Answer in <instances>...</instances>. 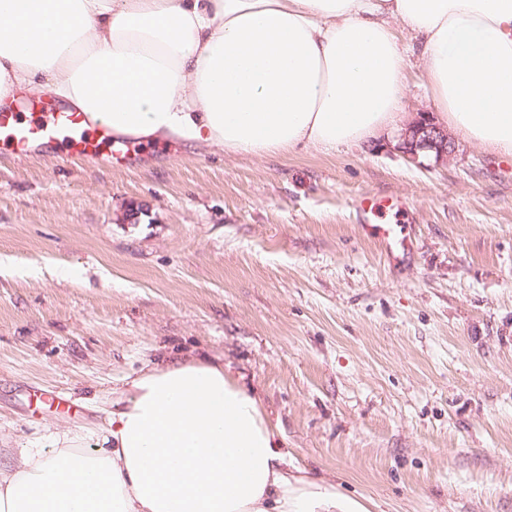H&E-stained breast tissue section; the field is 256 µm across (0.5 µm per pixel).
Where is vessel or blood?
I'll return each instance as SVG.
<instances>
[{
    "instance_id": "1",
    "label": "vessel or blood",
    "mask_w": 512,
    "mask_h": 512,
    "mask_svg": "<svg viewBox=\"0 0 512 512\" xmlns=\"http://www.w3.org/2000/svg\"><path fill=\"white\" fill-rule=\"evenodd\" d=\"M83 113L65 107L40 109L30 113L24 110H0V143L16 153L32 151L35 143L57 142L76 154L90 160L101 157L102 138L90 134L84 127Z\"/></svg>"
}]
</instances>
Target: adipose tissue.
Returning <instances> with one entry per match:
<instances>
[{
	"instance_id": "1",
	"label": "adipose tissue",
	"mask_w": 512,
	"mask_h": 512,
	"mask_svg": "<svg viewBox=\"0 0 512 512\" xmlns=\"http://www.w3.org/2000/svg\"><path fill=\"white\" fill-rule=\"evenodd\" d=\"M418 39L449 129L512 156V0H0V105L49 96L114 138L267 157L375 137ZM96 448L0 463V512H365L290 474L259 400L209 358L133 378Z\"/></svg>"
}]
</instances>
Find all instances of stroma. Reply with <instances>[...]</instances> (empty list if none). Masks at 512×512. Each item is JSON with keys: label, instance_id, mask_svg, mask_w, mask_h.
Here are the masks:
<instances>
[{"label": "stroma", "instance_id": "obj_1", "mask_svg": "<svg viewBox=\"0 0 512 512\" xmlns=\"http://www.w3.org/2000/svg\"><path fill=\"white\" fill-rule=\"evenodd\" d=\"M404 76L395 124L331 151H0V460L58 427L95 447L112 391L205 356L289 470L366 512H512V157L456 134L450 159L408 161L434 105L417 56ZM368 193L394 204L393 250Z\"/></svg>", "mask_w": 512, "mask_h": 512}]
</instances>
